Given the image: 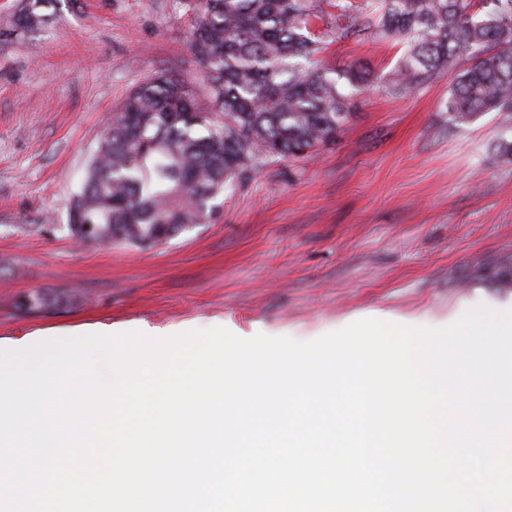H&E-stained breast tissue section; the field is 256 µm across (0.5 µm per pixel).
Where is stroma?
I'll use <instances>...</instances> for the list:
<instances>
[{
	"mask_svg": "<svg viewBox=\"0 0 512 512\" xmlns=\"http://www.w3.org/2000/svg\"><path fill=\"white\" fill-rule=\"evenodd\" d=\"M36 30L0 38V344L98 327L166 337L222 326L300 341L369 312L422 326L512 296L476 277L512 265V161L500 117L450 125L452 74L373 89L335 145L227 188L210 221L167 244L79 245L72 198L106 120L146 76L198 75L184 0H45ZM401 46L328 43L331 68L388 73ZM41 293L47 308L19 303Z\"/></svg>",
	"mask_w": 512,
	"mask_h": 512,
	"instance_id": "obj_1",
	"label": "stroma"
}]
</instances>
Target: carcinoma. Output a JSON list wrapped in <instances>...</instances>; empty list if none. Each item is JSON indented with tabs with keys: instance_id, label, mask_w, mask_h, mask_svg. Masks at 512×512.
I'll use <instances>...</instances> for the list:
<instances>
[{
	"instance_id": "obj_1",
	"label": "carcinoma",
	"mask_w": 512,
	"mask_h": 512,
	"mask_svg": "<svg viewBox=\"0 0 512 512\" xmlns=\"http://www.w3.org/2000/svg\"><path fill=\"white\" fill-rule=\"evenodd\" d=\"M203 87L157 72L112 113L68 213L72 238L150 249L215 212L224 189L283 158L336 144L377 77L317 63L316 21L405 51L385 79L406 93L455 71L452 124L503 117L495 150L512 156V0H186ZM512 288V268L484 272Z\"/></svg>"
}]
</instances>
